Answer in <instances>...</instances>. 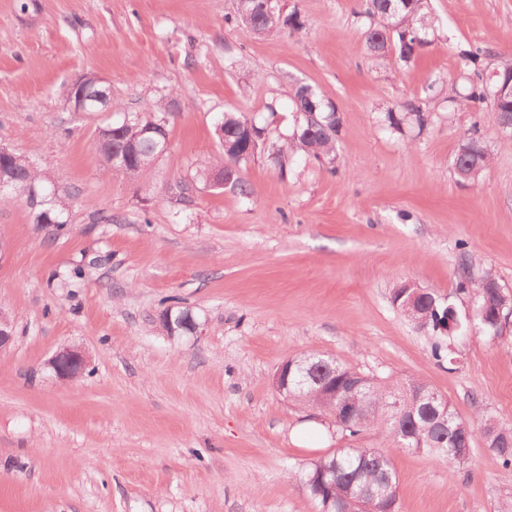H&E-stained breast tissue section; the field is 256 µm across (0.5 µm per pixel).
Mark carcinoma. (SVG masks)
I'll use <instances>...</instances> for the list:
<instances>
[{
	"label": "carcinoma",
	"instance_id": "carcinoma-1",
	"mask_svg": "<svg viewBox=\"0 0 512 512\" xmlns=\"http://www.w3.org/2000/svg\"><path fill=\"white\" fill-rule=\"evenodd\" d=\"M427 0H365L363 14L369 20L365 31L367 48L374 52L379 47H394L400 60L411 61L430 44L427 34L434 29L435 21L427 10ZM225 22L244 27L257 35H273L286 28L296 31L303 27L297 11L271 20L262 10L246 7L236 8L234 14L225 17ZM483 51L476 47L459 53L460 65L473 72L468 92L462 95V106L476 112L512 113V98H501L498 89L512 82V62L502 63L489 75H484ZM292 100L296 112L295 126L291 136L273 135L267 125L239 112L222 113L215 124L223 148V156L217 160L200 162L197 175L207 180L214 169L224 170L231 185L240 188L241 194L251 191L243 180V166L261 153H268L273 162L285 170L288 153L301 152L317 160H334L335 142L339 132L340 118L333 117L335 109L309 85L293 89ZM385 119L393 129L403 122L412 121L422 129L432 120L430 112L421 106L410 104L406 113L388 111ZM169 128V112L159 107L151 112H130L128 121L121 124V137L116 140L103 139L97 146L104 169L121 172L130 177L142 174L156 151L154 144L142 136L150 128ZM135 142L140 147L137 159L122 158L123 144ZM470 147L481 154L479 164L472 165L465 156H455V167L464 171L460 179L476 181L489 165V152L484 140L473 128L460 139L458 148ZM12 176L5 189L0 190V201L25 200L37 209L35 223L53 225L62 231L67 226L63 220L67 210L66 194L52 189L43 194L47 179L26 157L12 154L7 159ZM494 280L491 275L472 284L480 312V323L486 331L497 330L501 319L498 313H507L512 302L489 288ZM446 308L440 296L429 291L423 304L405 313L419 328L432 334L443 333V315ZM361 375L355 368L336 363V400L352 399L366 410L358 412L338 429L351 438L373 431L383 436L398 450L423 452L443 459L450 464L462 466L471 456L475 437L483 439L490 455L498 461L504 474L512 478V428L503 427L493 419L481 418L480 429L461 419L444 396H439L435 408L429 409L418 399L421 393L432 390L421 378L405 379L365 376L367 392L351 393L352 377ZM318 385L310 382L299 388L290 386L291 401L316 410H325L324 397L316 392ZM447 412L448 430L434 431L432 422L437 413ZM302 482L316 504L317 512H369L372 507L391 505L397 501L399 479L390 454L376 448H340L310 463L303 474Z\"/></svg>",
	"mask_w": 512,
	"mask_h": 512
}]
</instances>
